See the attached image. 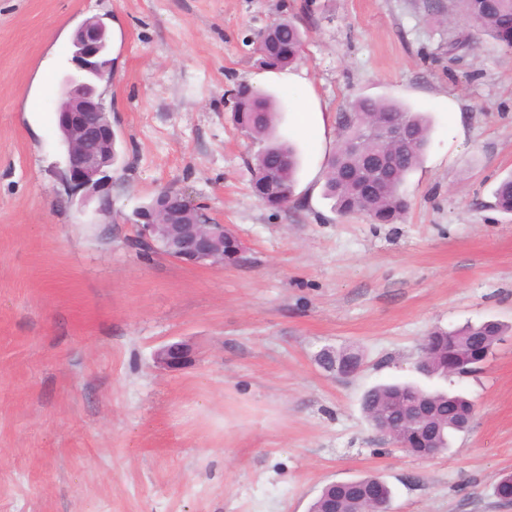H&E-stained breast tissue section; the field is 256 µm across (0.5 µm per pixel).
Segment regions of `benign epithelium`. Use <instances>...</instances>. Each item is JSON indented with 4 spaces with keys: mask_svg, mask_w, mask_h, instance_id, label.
<instances>
[{
    "mask_svg": "<svg viewBox=\"0 0 512 512\" xmlns=\"http://www.w3.org/2000/svg\"><path fill=\"white\" fill-rule=\"evenodd\" d=\"M109 35L97 19L85 20L72 39L71 68L59 80L56 122L65 147L63 181L71 193H99L108 180L115 133L106 112L99 86L112 80ZM155 213H144L138 225L142 247L159 252L187 266H224V225L204 216L199 204L180 190L164 189L157 196ZM161 363L178 370L193 359L185 342L169 343L160 351ZM402 421H383L380 433L399 446Z\"/></svg>",
    "mask_w": 512,
    "mask_h": 512,
    "instance_id": "obj_1",
    "label": "benign epithelium"
}]
</instances>
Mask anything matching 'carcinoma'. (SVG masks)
<instances>
[{"label": "carcinoma", "mask_w": 512, "mask_h": 512, "mask_svg": "<svg viewBox=\"0 0 512 512\" xmlns=\"http://www.w3.org/2000/svg\"><path fill=\"white\" fill-rule=\"evenodd\" d=\"M459 15L471 23L476 33L487 36L507 51L512 50V0H456ZM303 19L283 16L273 22L271 29L255 34L254 53L267 69L282 70L303 58ZM236 129L264 143L255 156L253 171L264 176L271 173L274 193L262 200L273 209H281L292 200L294 182L299 168L296 147L275 136L279 107L276 100L248 86L238 88L232 102ZM350 120L341 123L340 143L327 163L324 193L334 200L336 211L343 215L365 214L378 224H395L407 209L403 186L407 176L421 163L429 145L428 119L410 108L373 97H359L347 110ZM400 123L404 139L390 159L382 162L383 185L372 189L366 185L364 161L349 150L348 143L380 125ZM493 195L496 207L512 214V173L502 178ZM512 330L497 321L444 330L437 328L426 336L429 366L425 375L447 379L477 371V364L498 337ZM317 361L328 371L349 376L357 371L361 357L353 352L332 356L320 351ZM411 400L427 411L426 421L406 428L400 443L415 456H423L422 442L430 426L437 424L452 433L462 431L461 424L473 417L471 400L454 390L430 389L408 382L380 383L368 389L362 398V412L375 428L384 418L399 419L396 404ZM378 490L382 497L372 502L369 495ZM364 512L389 509L391 491L378 475L368 474L346 482L325 485L310 506V512H347L352 501Z\"/></svg>", "instance_id": "obj_1"}]
</instances>
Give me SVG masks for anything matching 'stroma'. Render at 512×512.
Listing matches in <instances>:
<instances>
[{"mask_svg":"<svg viewBox=\"0 0 512 512\" xmlns=\"http://www.w3.org/2000/svg\"><path fill=\"white\" fill-rule=\"evenodd\" d=\"M0 0V512H308L327 483L366 474L390 512H512V333L447 386L475 404L468 431L421 459L365 421L373 385L418 380L434 328L512 324V52L473 37L453 0ZM305 19L288 84L255 31ZM111 38L101 86L118 163L109 193L67 197L54 112L71 37ZM285 99L278 132L302 158L294 197L251 190L259 143L228 98ZM426 113L431 138L395 224L339 215L323 192L338 116L360 96ZM322 112L317 134L298 108ZM185 191L234 232L238 263L192 267L138 249V212ZM183 341L194 361L158 363ZM363 356L351 378L321 348Z\"/></svg>","mask_w":512,"mask_h":512,"instance_id":"obj_1","label":"stroma"}]
</instances>
